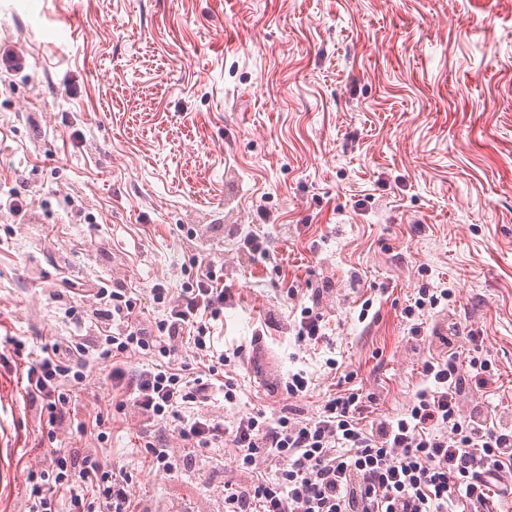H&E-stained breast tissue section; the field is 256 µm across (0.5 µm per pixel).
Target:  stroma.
I'll return each mask as SVG.
<instances>
[{
	"instance_id": "35a3bbf8",
	"label": "stroma",
	"mask_w": 512,
	"mask_h": 512,
	"mask_svg": "<svg viewBox=\"0 0 512 512\" xmlns=\"http://www.w3.org/2000/svg\"><path fill=\"white\" fill-rule=\"evenodd\" d=\"M12 190L31 213L0 212V337L27 351L73 329L55 278L124 280L150 320L151 288L183 287L195 253L233 292L225 347L275 324L224 420L277 411L288 399L266 388L297 370L317 413L338 390L330 358L373 394V416L399 414L440 350L401 314L421 288L454 291L425 332L476 333L496 363L469 400L512 414V0H0V195ZM248 233L273 261L246 255ZM291 287L321 294L328 342L289 335ZM22 372L0 347L14 476L0 512H28L49 446ZM148 436L129 406L104 448L140 512H224L234 448L176 477L145 462Z\"/></svg>"
}]
</instances>
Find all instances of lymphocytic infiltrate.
Segmentation results:
<instances>
[{
	"mask_svg": "<svg viewBox=\"0 0 512 512\" xmlns=\"http://www.w3.org/2000/svg\"><path fill=\"white\" fill-rule=\"evenodd\" d=\"M190 265L195 277L180 292L152 288L163 315L148 323L132 289L114 279H58L51 296L69 300L65 315L75 331L63 340L44 337L25 371V398L53 443L29 475L28 512H136L131 473L97 450L108 440L103 414H84L76 403L104 377L116 410L133 405L153 429L144 444L152 466L177 474L184 448H235L245 479L225 480L224 512H493L495 489L512 477V423L464 406L472 380L495 369L477 336L424 362V385L400 416L368 419L373 397L351 388L349 372L344 389L314 415L285 406L226 423L197 408L237 405L233 369L250 363L248 348L264 332L256 330L250 345L218 348L214 331L230 291L205 258L192 255ZM132 352L145 368L124 367ZM103 362L110 365L104 377ZM171 427L180 447L165 443ZM77 434L95 437L97 447H73ZM265 467L273 477L259 476Z\"/></svg>",
	"mask_w": 512,
	"mask_h": 512,
	"instance_id": "1",
	"label": "lymphocytic infiltrate"
}]
</instances>
